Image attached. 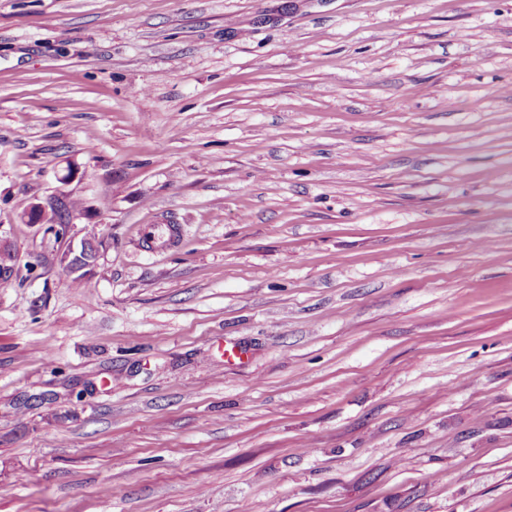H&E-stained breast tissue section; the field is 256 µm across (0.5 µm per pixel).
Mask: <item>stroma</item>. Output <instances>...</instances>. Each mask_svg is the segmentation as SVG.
<instances>
[{
	"label": "stroma",
	"instance_id": "stroma-1",
	"mask_svg": "<svg viewBox=\"0 0 512 512\" xmlns=\"http://www.w3.org/2000/svg\"><path fill=\"white\" fill-rule=\"evenodd\" d=\"M4 255L0 512H512V0H0ZM62 199V196H52L45 204H35L25 214V222L28 224H46L48 233L58 238L68 237L75 220L73 212L81 210V207L78 201L65 198L60 205L59 217L63 218V213L66 215L73 214L64 223H59L56 210Z\"/></svg>",
	"mask_w": 512,
	"mask_h": 512
}]
</instances>
